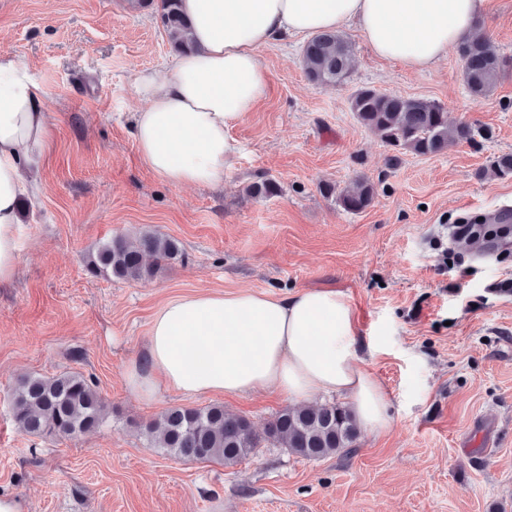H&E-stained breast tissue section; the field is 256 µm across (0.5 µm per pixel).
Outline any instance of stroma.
<instances>
[{
  "label": "stroma",
  "instance_id": "35a3bbf8",
  "mask_svg": "<svg viewBox=\"0 0 512 512\" xmlns=\"http://www.w3.org/2000/svg\"><path fill=\"white\" fill-rule=\"evenodd\" d=\"M477 33L512 57V0ZM353 71L309 82L302 42L262 52L267 96L230 134L241 153L219 187L171 186L139 160L132 115L140 71L168 74L174 50L156 8L129 0H0V51L30 66L45 91L52 146L37 198L20 202L13 281L0 286V495L26 512H512V234L454 238L448 227L512 210V74L471 99L457 52L410 70L348 31ZM370 87L439 103L449 123L479 128L434 156L392 154L350 109ZM365 177L371 207L352 214L319 192ZM276 179L278 196L248 186ZM155 232L184 257L156 276L92 273L115 237ZM293 294L345 291L358 325L359 365L382 382L391 417L362 431L350 454L306 460L263 448L234 466L152 448L145 425L167 409L224 405L263 430L295 400L260 395L145 401L126 386L148 324L168 297L199 289ZM90 378L105 424L80 437H36L12 418L25 375Z\"/></svg>",
  "mask_w": 512,
  "mask_h": 512
}]
</instances>
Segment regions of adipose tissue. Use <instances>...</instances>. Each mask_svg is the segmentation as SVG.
Segmentation results:
<instances>
[{"mask_svg":"<svg viewBox=\"0 0 512 512\" xmlns=\"http://www.w3.org/2000/svg\"><path fill=\"white\" fill-rule=\"evenodd\" d=\"M492 0H181L193 52L170 75L139 72L146 102L132 136L141 163L173 185L222 184L238 161L229 130L267 94L262 47L291 36L353 27L381 58L427 70L472 38ZM45 91L29 67L0 53V285L19 260V197L38 193L29 178L48 147ZM357 320L342 291L292 295L241 289L166 300L152 317L145 351L126 370L144 400L172 389L188 397H240L268 388L308 400L342 393L358 421L381 435L390 426L385 389L360 368Z\"/></svg>","mask_w":512,"mask_h":512,"instance_id":"ef3b65f1","label":"adipose tissue"}]
</instances>
